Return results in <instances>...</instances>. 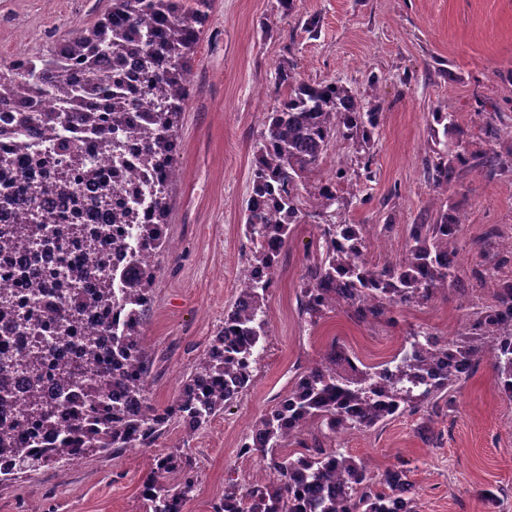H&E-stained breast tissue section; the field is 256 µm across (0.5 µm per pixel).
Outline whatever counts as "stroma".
<instances>
[{"label": "stroma", "mask_w": 512, "mask_h": 512, "mask_svg": "<svg viewBox=\"0 0 512 512\" xmlns=\"http://www.w3.org/2000/svg\"><path fill=\"white\" fill-rule=\"evenodd\" d=\"M111 8L112 0H0V69L48 53ZM288 60L307 82L345 84L380 124L370 143H331L301 189L307 198L331 180L337 201L328 212L307 208L292 227L251 385L197 431L173 421L152 447L44 466L0 484V512H143V482L171 453L191 462L196 479L183 512H212L227 479L270 480L258 458L238 448L330 344L357 366L375 367L417 334L461 342L495 303L498 285L487 271L512 281V0H294L288 11L281 0H212L177 128L169 249L155 259L140 328L153 362L152 404L171 403L237 296L251 247L242 226L250 173L264 114L284 95L276 68ZM484 153L496 155L494 168L473 163ZM442 154L469 159L451 164L443 185L429 172ZM334 212L357 226L363 258L377 268L404 257L410 225L444 214L458 220L447 287L375 319L339 307L310 322L300 311L303 275ZM492 228L501 235L495 246ZM424 426L431 442L420 437ZM332 446L379 475L404 464L417 512H512V398L499 390L490 357L437 403L346 430Z\"/></svg>", "instance_id": "stroma-1"}]
</instances>
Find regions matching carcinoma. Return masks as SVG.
<instances>
[{
	"label": "carcinoma",
	"instance_id": "carcinoma-1",
	"mask_svg": "<svg viewBox=\"0 0 512 512\" xmlns=\"http://www.w3.org/2000/svg\"><path fill=\"white\" fill-rule=\"evenodd\" d=\"M210 0H112L96 25L79 30L46 56H21L0 72V113L12 112L0 126V174L21 182L16 223L29 226L45 194L74 197L101 174L88 146L112 149V197L120 205L96 213L99 227L85 232L75 215L44 213L56 225L61 243L80 240L91 262L67 265L65 282L28 267L30 300L0 288V331L18 332L26 323L43 333L72 335L74 317L98 306L123 320L82 332L75 358L65 363L51 388L33 383L24 398L26 419L39 436L18 440L0 428V456L14 467L0 470V483L48 464H73L97 452L118 454L148 448L176 419L191 431L207 424L244 392L253 380L255 353L268 336L265 300L274 285L279 257L291 225L303 218L300 185L318 169L331 140L361 136L369 143L377 113L360 111L351 90L339 81L309 84L294 67L277 68L286 94L265 114L245 208V236L251 242L247 273L237 298L224 314L210 348L183 381L176 399L160 409L145 391L153 363L140 336L151 304L155 265L116 280L102 243L131 251L136 237L150 257L166 245L169 187L175 178L176 128L191 97L190 61ZM57 94L59 106L42 99ZM63 169L48 184L31 181L28 170ZM144 178L147 192L126 190L128 171ZM317 208L336 203L331 183L313 195ZM458 225L413 224L402 262L384 268L367 265L364 242L353 224L322 225L324 250L305 269L300 309L310 319L343 305L359 318H376L397 303L427 301L448 285L449 247ZM477 335L449 344L435 336L411 343L402 356L376 371L361 369L331 343L323 361L308 368L292 389L255 424L242 442L243 456H256L272 481L243 487L229 480L213 512H416L407 470L397 467L380 477L364 463L324 447V441L351 428H371L438 398L469 374L483 354L493 361L501 390L512 397V284L496 304L477 318ZM60 360L56 349L36 345L19 357L0 353V371L21 367L39 377ZM310 425V443L300 456L279 448ZM183 473L177 484L169 476ZM195 486L193 476L174 456L157 459L146 478L145 512H181Z\"/></svg>",
	"mask_w": 512,
	"mask_h": 512
}]
</instances>
